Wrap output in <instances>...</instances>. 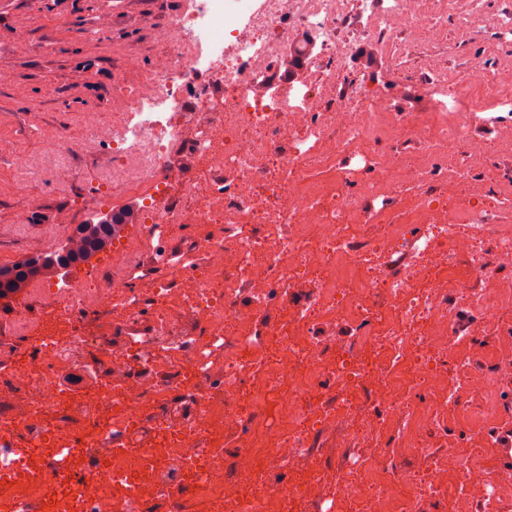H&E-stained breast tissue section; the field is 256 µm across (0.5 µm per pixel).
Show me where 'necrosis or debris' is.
Returning <instances> with one entry per match:
<instances>
[{"instance_id": "necrosis-or-debris-1", "label": "necrosis or debris", "mask_w": 512, "mask_h": 512, "mask_svg": "<svg viewBox=\"0 0 512 512\" xmlns=\"http://www.w3.org/2000/svg\"><path fill=\"white\" fill-rule=\"evenodd\" d=\"M341 3L261 0L245 20L235 21L225 14V0H182L176 14L149 30L151 42L166 50L162 64L146 71L138 52L126 56V69L136 77L129 111L113 113L108 126L100 113H85L78 137L56 125L41 128L43 145L55 154L108 147L112 168L94 185L91 203L134 193L144 202L145 218L143 229L118 245L125 258L121 274L106 263L92 276L72 275L33 290V301L47 300L63 329L46 326L44 315L25 305L8 324L10 339L0 345V512H32L37 504L48 512H199L204 499L212 512H288L299 498L326 500L337 483L359 501V512H423L424 502L451 490L480 502L483 512H497L512 494V474L470 463L474 453L493 447L491 431L470 436L448 462L433 461L429 450L430 436L456 407L458 393L474 399L486 389L485 378L470 368L468 338L447 298L475 309L482 329L503 326L500 311L512 302V280L497 278L485 263L441 267L454 254L480 253L479 242L460 236L456 227L470 218V209L437 210L426 201L374 208L385 182L384 162L373 153L366 159L376 178L353 194V173L338 164V156L401 132L390 107L366 97L341 112L326 110L327 116H343L341 138L329 141L317 159L333 175L331 197H324L317 179L302 175V154L281 144L301 126L323 133L308 101L314 95L334 98L335 65H326L324 79L313 87L254 95L260 77L254 62L271 65L283 57L282 42L266 36L269 27L283 16L296 17L330 50L327 22ZM198 66L211 85L223 87L220 100L208 87L188 90L185 73ZM190 92L204 113L192 126L176 108ZM498 96L490 87L482 96L457 99L459 116L440 139L429 121L418 122L413 135L423 152L434 157L448 143L464 142L474 116ZM177 146L190 150L206 171L184 185L180 207L169 202L170 157ZM271 156L284 175L278 189L288 206L282 210L264 207L248 189ZM352 217L382 226L371 248L353 246ZM224 223L260 224L264 232L194 240L186 262L157 249L164 277L138 280L148 242L165 239L180 225ZM406 246L412 260L399 275L374 280V261L393 262ZM228 269L248 281L247 305L235 303L224 276ZM475 275L486 281L478 297L466 288ZM378 293L391 310L384 320L376 316ZM286 294L295 297L287 322L267 318ZM97 316L111 330L133 327L137 334L114 342L110 333L91 331ZM342 318L350 335L373 347V370L348 368L336 358L335 334L319 332V325ZM414 318L424 323V335L407 333L405 324ZM414 350L428 361L454 357L462 370L453 386L444 370H410L412 387L432 395L423 410L395 382ZM89 361L103 370L99 388L78 397L59 386L75 365ZM250 377L280 398L276 421L261 405L239 403ZM366 382L380 414H360L353 403ZM312 420L323 426L353 422L349 447L375 449L377 462L359 458L340 473L308 468ZM62 448L68 451L65 479L52 466ZM394 448L413 449L423 460L421 489L394 495L383 482L367 484L374 464L389 467ZM17 461L26 477L4 486ZM51 485L59 491L49 499Z\"/></svg>"}]
</instances>
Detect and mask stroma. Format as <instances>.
I'll return each instance as SVG.
<instances>
[{
    "label": "stroma",
    "instance_id": "obj_1",
    "mask_svg": "<svg viewBox=\"0 0 512 512\" xmlns=\"http://www.w3.org/2000/svg\"><path fill=\"white\" fill-rule=\"evenodd\" d=\"M180 0H7L0 8V67L14 70L16 82L0 87V263L27 256L29 235L57 228L58 214L71 209L73 221L85 223L88 180L104 175L107 151L69 158L74 176L66 191L53 188L57 166L38 138L44 124H58L82 134L87 112L111 116L122 107L120 92L129 77L123 55L139 49L145 67H155L164 56L146 39L148 27L173 15ZM370 13L385 18L384 35L399 55L391 63L376 38L366 32ZM430 29L421 34L392 14L388 0H344L336 17L337 47L347 53L336 60V97L348 102L356 92L388 101L403 122L436 114L451 105L439 79L462 80L463 93L473 96L481 81L512 84V0H433ZM16 28L26 32V50L17 52L6 41ZM512 127V105H497L473 124L467 140L449 145L448 166L468 171L464 181H434L422 191L433 204L453 208L463 197L488 218L505 214L512 201V141L504 129ZM373 153L386 157L384 176L393 191L392 202L403 205L408 185L396 179L401 161L419 162L420 146L410 132L400 138L378 139ZM32 162L29 170L16 168L14 154ZM26 184L36 198V211L19 215L13 208V190ZM472 368L489 376L481 398L482 411L498 415L495 445L480 464L512 470V379L490 372L489 359L499 348L500 333L471 331ZM349 427L344 423L316 431L314 464L343 470L356 449L347 447Z\"/></svg>",
    "mask_w": 512,
    "mask_h": 512
}]
</instances>
